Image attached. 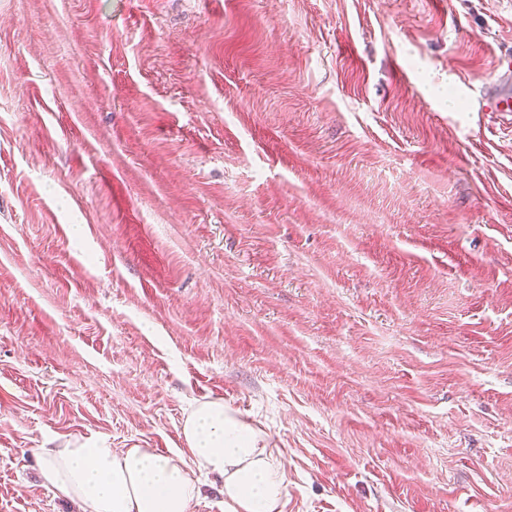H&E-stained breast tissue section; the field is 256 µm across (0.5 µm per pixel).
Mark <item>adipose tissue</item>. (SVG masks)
<instances>
[{"mask_svg": "<svg viewBox=\"0 0 512 512\" xmlns=\"http://www.w3.org/2000/svg\"><path fill=\"white\" fill-rule=\"evenodd\" d=\"M182 433L185 451L168 456L64 441L43 449V483L83 512H190L205 472L223 481L224 512H283L282 453L250 422L208 400L189 411Z\"/></svg>", "mask_w": 512, "mask_h": 512, "instance_id": "1", "label": "adipose tissue"}]
</instances>
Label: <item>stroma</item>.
Masks as SVG:
<instances>
[{
	"instance_id": "35a3bbf8",
	"label": "stroma",
	"mask_w": 512,
	"mask_h": 512,
	"mask_svg": "<svg viewBox=\"0 0 512 512\" xmlns=\"http://www.w3.org/2000/svg\"><path fill=\"white\" fill-rule=\"evenodd\" d=\"M509 58L512 0H0V512L203 400L283 512H512ZM512 59L507 61L505 72L501 77L499 90L495 95L486 99L482 105V112H500L501 116H512Z\"/></svg>"
}]
</instances>
